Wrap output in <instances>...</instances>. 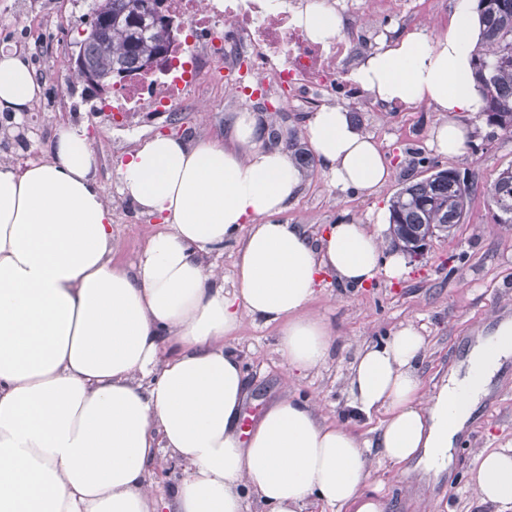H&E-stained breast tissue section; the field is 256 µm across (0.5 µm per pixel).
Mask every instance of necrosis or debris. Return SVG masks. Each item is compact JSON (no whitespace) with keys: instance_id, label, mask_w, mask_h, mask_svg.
Instances as JSON below:
<instances>
[{"instance_id":"1","label":"necrosis or debris","mask_w":512,"mask_h":512,"mask_svg":"<svg viewBox=\"0 0 512 512\" xmlns=\"http://www.w3.org/2000/svg\"><path fill=\"white\" fill-rule=\"evenodd\" d=\"M364 11L356 0H330L340 24L335 36L310 38L294 22L304 0H288L274 8L270 0H164L162 9L174 19L190 22L196 42L186 48L175 42L163 70L133 73L102 113L174 112L188 87L199 84L212 69L225 73V86L262 96L273 90L294 92L305 111L322 103L325 90L337 91L348 106L365 112L389 111L352 78L367 51L387 33L395 0H373Z\"/></svg>"}]
</instances>
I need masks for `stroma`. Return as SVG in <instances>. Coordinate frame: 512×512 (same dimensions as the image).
<instances>
[{"label":"stroma","instance_id":"stroma-1","mask_svg":"<svg viewBox=\"0 0 512 512\" xmlns=\"http://www.w3.org/2000/svg\"><path fill=\"white\" fill-rule=\"evenodd\" d=\"M85 13L83 0H0V44L8 43L26 56L42 87L26 118L32 141L0 148V162L21 165L43 156L57 127H82L100 161V177L112 202L113 263L136 262L149 238L165 229L157 219L141 214L120 193L116 181V167L141 141L173 124L184 140L204 138L225 145L229 116L252 112L260 125L279 129V149L292 140L308 146L309 113L288 101L276 112L259 109L257 96L228 92L220 83L192 90L177 112H137L121 123L107 120L97 111L99 96L87 91L71 66L86 28ZM62 74L70 77V84L59 82ZM349 115L360 131L378 141L392 170L389 181L370 195L342 192L332 185L318 157H311L301 172L299 195L279 214V221L303 225L313 242L326 225L340 220L372 225L404 185L448 168L456 169L474 188L467 217L453 235L433 237L424 259L409 263L402 278L381 276L356 289L341 284L335 275H324L306 308L307 314L322 317L332 334L330 355L318 369L289 371L278 347V324L243 316L239 329L224 340L248 373L243 428L255 427L278 400L316 394L322 399L321 418L347 419L360 439L375 440L384 413L368 419L347 415L349 369L361 347L385 341L400 324H415L426 339L417 373L423 392L429 393L445 382L452 368L463 366L477 337L492 333L501 319L512 318V226L495 223L484 196L498 173L512 165V135L477 115L462 113V120L474 127L472 144L449 158L430 147V133L444 118L432 105L417 104L408 112L353 109ZM493 448H512V356L502 360L489 396L461 435L450 476L430 491L447 512H494L479 504L469 485L480 453ZM374 466L388 512H414V489L402 466L380 458Z\"/></svg>","mask_w":512,"mask_h":512}]
</instances>
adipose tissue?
Listing matches in <instances>:
<instances>
[{"instance_id":"adipose-tissue-1","label":"adipose tissue","mask_w":512,"mask_h":512,"mask_svg":"<svg viewBox=\"0 0 512 512\" xmlns=\"http://www.w3.org/2000/svg\"><path fill=\"white\" fill-rule=\"evenodd\" d=\"M477 28L461 11L438 39L418 30L383 45L353 78L383 101L445 112L432 143L459 155L472 129L454 115L483 105L470 66ZM40 92L20 54L0 48V139L16 137ZM230 125L232 145L159 135L118 165L120 192L167 226L129 267L112 262V208L82 129L59 127L45 156L0 164V512H248L249 494L269 512H386L370 451L434 480L451 470L456 440L512 355L510 321L477 338L464 373L429 395L413 325L365 345L349 406L385 412L375 446L296 397L240 436L246 372L224 339L243 316L280 324L290 369H317L331 332L305 308L321 272L361 288L401 278L405 261L385 253L382 219L329 225L316 245L301 225L277 222L300 171L265 145L252 113ZM306 133L336 188L369 194L388 179L378 145L342 107L313 113ZM235 239L228 280L203 256ZM163 449L188 465L169 495L150 479ZM470 486L480 504L512 512V448L482 453Z\"/></svg>"}]
</instances>
